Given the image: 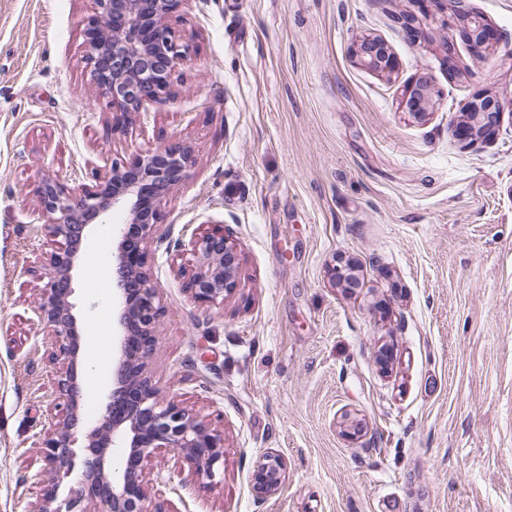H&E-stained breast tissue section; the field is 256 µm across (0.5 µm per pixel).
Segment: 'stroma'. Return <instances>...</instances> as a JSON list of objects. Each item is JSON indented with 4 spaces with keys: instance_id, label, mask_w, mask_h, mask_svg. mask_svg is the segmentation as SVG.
<instances>
[{
    "instance_id": "1",
    "label": "stroma",
    "mask_w": 512,
    "mask_h": 512,
    "mask_svg": "<svg viewBox=\"0 0 512 512\" xmlns=\"http://www.w3.org/2000/svg\"><path fill=\"white\" fill-rule=\"evenodd\" d=\"M465 6L494 33L481 60L451 0H185L172 26L191 53L169 96L110 137L85 60L94 0H0V512H38L31 476L63 365L34 313L51 243L37 186L179 147L192 165L149 248L163 306L151 371L161 402L223 434L224 466L206 490L158 451L142 471L147 512H512V112L493 139L466 147L455 133L476 95L512 101V0ZM365 36L397 58L392 78L352 58ZM423 77L435 94L416 118L401 93ZM120 220L99 219L73 283L81 325L100 315L107 337ZM210 222L241 264L232 294L201 303L177 245ZM347 262L352 288L330 278ZM112 371L107 349L86 426ZM346 415L365 423L359 440L342 436ZM266 451L286 478L259 500Z\"/></svg>"
}]
</instances>
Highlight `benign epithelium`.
I'll return each mask as SVG.
<instances>
[{"instance_id": "1", "label": "benign epithelium", "mask_w": 512, "mask_h": 512, "mask_svg": "<svg viewBox=\"0 0 512 512\" xmlns=\"http://www.w3.org/2000/svg\"><path fill=\"white\" fill-rule=\"evenodd\" d=\"M183 0H96L98 11L85 24L88 60L99 96L107 100L110 136L125 134L132 115L144 103L161 102L169 89L176 59L187 56L179 44L172 17ZM461 36L481 53L491 40V30L480 15L462 11ZM352 57L361 66L389 76L398 68L396 57L375 38L353 45ZM426 81L404 86L407 111L420 117L431 100ZM503 103L477 95L463 108L461 127L472 140L492 138L499 126ZM190 155L183 149L165 148L139 154L129 162L92 174L94 184L70 188L45 179L37 188L40 210L50 224L55 245L45 253L35 314L59 342L65 363L56 380L60 409L52 432L43 441L45 467L31 480L43 490L39 512H146L148 490L142 467L161 448L174 451L198 476L211 478L224 464V436L196 413L174 402L162 404L149 373L158 342L161 314L159 293L148 268V245L161 243L157 235L158 207L165 195L184 177ZM120 211L124 222L115 225L116 253L106 272L104 286L112 289L117 308L119 351L112 389L96 427L85 434L83 456L75 448L83 429L78 381L81 332L75 313L74 270L83 241L93 223L108 212ZM187 288L201 303L224 300L236 288L240 254L224 225L189 242ZM81 464L83 487L76 497L57 505L61 480ZM285 481L278 454L262 456L253 473V491L264 499L276 494ZM91 509L75 510L82 498Z\"/></svg>"}]
</instances>
